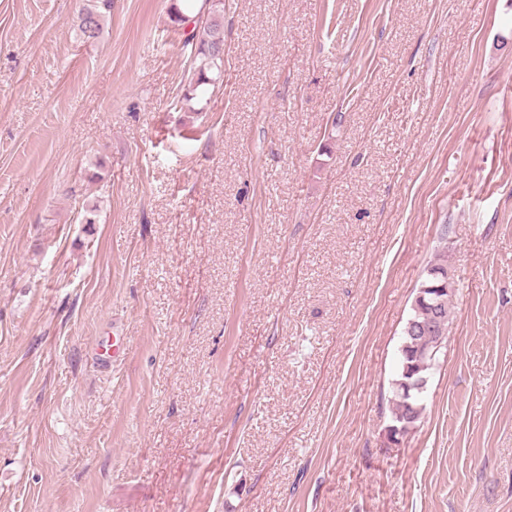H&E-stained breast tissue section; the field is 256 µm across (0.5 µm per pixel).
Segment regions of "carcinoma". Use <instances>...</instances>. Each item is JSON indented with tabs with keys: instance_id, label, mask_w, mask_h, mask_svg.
<instances>
[{
	"instance_id": "1",
	"label": "carcinoma",
	"mask_w": 512,
	"mask_h": 512,
	"mask_svg": "<svg viewBox=\"0 0 512 512\" xmlns=\"http://www.w3.org/2000/svg\"><path fill=\"white\" fill-rule=\"evenodd\" d=\"M206 12L189 18L175 13L178 23H194L192 35L183 44L190 48V58L195 64L193 77L184 98H196L197 92L214 87L221 80L224 63V12L223 0H211ZM113 0H86L78 12V30L87 40H96L103 23L112 15ZM453 293L448 277L446 260L439 257L427 269L425 280L417 289L411 305L400 348L399 372L392 383L393 425L392 440L408 433L421 420L424 405L422 394L411 388L419 380H427L437 357L448 338L450 323L449 302Z\"/></svg>"
}]
</instances>
